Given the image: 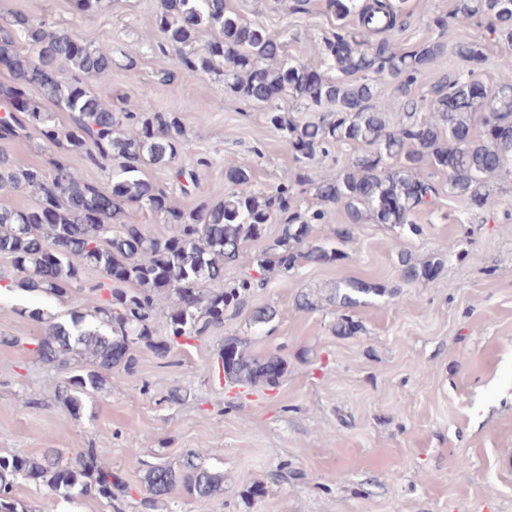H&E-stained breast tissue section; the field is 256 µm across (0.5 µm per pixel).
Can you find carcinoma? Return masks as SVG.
Wrapping results in <instances>:
<instances>
[{"mask_svg": "<svg viewBox=\"0 0 512 512\" xmlns=\"http://www.w3.org/2000/svg\"><path fill=\"white\" fill-rule=\"evenodd\" d=\"M76 13L92 15L112 9L114 0H73ZM336 15V30L322 46L326 73L300 60H288L283 40L247 24L226 0H161L150 18L175 51L183 77L193 79L224 65V85L234 95L266 108L268 123L281 134L296 161L308 165L337 145L362 151L346 159L336 179L316 187L323 204L340 206L349 224H385L418 231L415 218L433 206L442 187L432 180L446 175L448 197L474 209L496 211L490 180L512 176V138L497 130L512 127V84L485 94L474 93V75L444 74L422 99L412 97L418 77L433 68L452 45L457 58H482L489 36L512 42V0H454L450 13L435 15L436 38L406 49L389 35L405 19L387 0H326ZM469 38L457 39L460 29ZM214 38L204 46L197 33ZM112 46L82 30L53 29L42 19L15 13L0 22V65L11 74L0 84L7 116L0 120V140L35 132L49 146L79 155L93 165L112 158L123 165L107 185L88 182L64 161L49 169L20 164L0 149V192L27 190L33 203L0 208V257L13 276L0 273V290L40 292L60 301L77 298L84 311L68 321H48L32 339V353L42 362L72 365L57 399L78 414L87 399L112 390L104 372L131 370L134 350L144 347L161 360L224 325L226 312L243 308L252 288L265 283L272 269L290 272L303 263L326 264L345 256L330 243L312 237L325 211H302L296 188L307 182L305 170L282 175L275 188H251V171L240 165L225 170L224 201H203L181 208L167 193L142 177V169L166 166L175 180L196 186L194 167L177 163L185 130L174 112L112 110L90 88L93 80L112 74ZM390 79L410 111L397 123L377 110L378 84ZM67 114L33 99L31 91ZM287 92L313 109H326L319 122L288 119L275 104ZM155 217L147 230L135 222L129 205ZM282 224L281 235L256 257L255 267L236 282L224 283V266L239 257L242 245L261 238L266 225ZM450 246L417 265L406 251L398 262L407 281L431 279L444 265ZM93 271L98 278L87 281ZM387 289L352 280L335 289L339 304L334 331L353 336L362 330L348 311L361 297L383 296ZM165 308H160L161 302ZM163 315L164 333L156 327ZM215 369L226 382L274 387L285 372L277 354L248 353L239 336L224 339ZM64 449L49 448L41 457L0 456V512H18L15 489L21 480L46 486L76 499L98 496L107 502L127 497L129 486L101 458L84 448L70 462ZM140 506L154 512L169 495L183 490L206 501L223 490L224 475L207 467L196 449L174 468L149 466Z\"/></svg>", "mask_w": 512, "mask_h": 512, "instance_id": "carcinoma-1", "label": "carcinoma"}]
</instances>
